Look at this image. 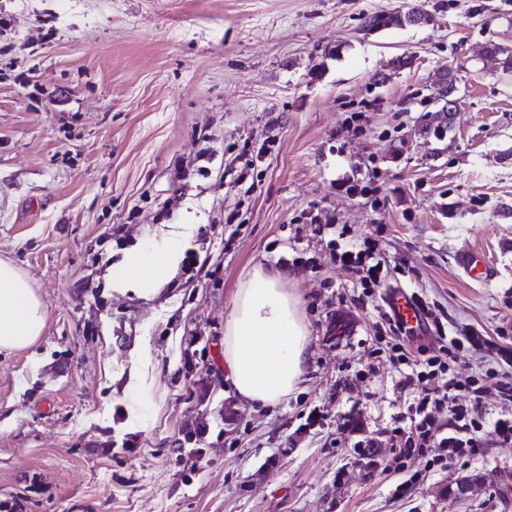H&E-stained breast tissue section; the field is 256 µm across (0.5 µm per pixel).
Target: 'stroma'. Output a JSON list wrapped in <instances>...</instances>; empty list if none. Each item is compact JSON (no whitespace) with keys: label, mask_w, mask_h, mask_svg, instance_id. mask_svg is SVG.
Returning <instances> with one entry per match:
<instances>
[{"label":"stroma","mask_w":512,"mask_h":512,"mask_svg":"<svg viewBox=\"0 0 512 512\" xmlns=\"http://www.w3.org/2000/svg\"><path fill=\"white\" fill-rule=\"evenodd\" d=\"M414 0H0V257L46 305L0 355V501L21 512H512V446L398 496L384 430L415 390L374 354L373 301L324 224L378 239L395 287L512 350V0H421L423 27L362 17ZM399 56L410 66L389 70ZM457 76L443 140L429 88ZM370 186L350 196L343 176ZM182 252L156 295L112 280L132 247ZM462 251L497 270L478 282ZM283 271L310 333L280 404L238 398L224 325L255 266ZM355 334L336 333L337 310ZM322 424L308 428L311 409ZM360 415L376 444L345 430ZM470 483L459 494L462 483ZM484 53L503 75H512V47L491 41L485 44Z\"/></svg>","instance_id":"stroma-1"}]
</instances>
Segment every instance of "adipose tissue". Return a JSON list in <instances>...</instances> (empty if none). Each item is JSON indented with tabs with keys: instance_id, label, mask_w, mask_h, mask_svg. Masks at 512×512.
Here are the masks:
<instances>
[{
	"instance_id": "ef3b65f1",
	"label": "adipose tissue",
	"mask_w": 512,
	"mask_h": 512,
	"mask_svg": "<svg viewBox=\"0 0 512 512\" xmlns=\"http://www.w3.org/2000/svg\"><path fill=\"white\" fill-rule=\"evenodd\" d=\"M180 249L170 240L160 249L127 252L121 277L149 295L171 274ZM46 306L21 268L0 259V353L33 345L41 336ZM308 329L299 301L280 272L255 267L237 289L224 326V367L242 399L273 406L297 389L306 371Z\"/></svg>"
}]
</instances>
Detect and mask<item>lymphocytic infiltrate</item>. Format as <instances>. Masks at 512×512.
Here are the masks:
<instances>
[{
  "label": "lymphocytic infiltrate",
  "instance_id": "f902f5d3",
  "mask_svg": "<svg viewBox=\"0 0 512 512\" xmlns=\"http://www.w3.org/2000/svg\"><path fill=\"white\" fill-rule=\"evenodd\" d=\"M336 264L355 279L363 295L373 296L385 288L400 272L372 240H348L346 231H338L329 240ZM428 326L434 327L438 338L434 345L410 348L407 330L387 312H380L377 339L384 343L390 359L402 368L404 385L420 388L422 396L411 409L409 426L388 430L395 444L396 461L412 457L425 459L422 469L408 471L398 485L404 493L424 483L430 473L443 470L463 459L480 454L487 443L512 445V415L502 414L490 422L476 418L474 405L485 389L481 375L460 377L451 374L449 364L463 353L487 342L481 331L471 329L462 334H445L443 323L434 309L425 308ZM447 408L450 418L447 433H439L435 412Z\"/></svg>",
  "mask_w": 512,
  "mask_h": 512
}]
</instances>
